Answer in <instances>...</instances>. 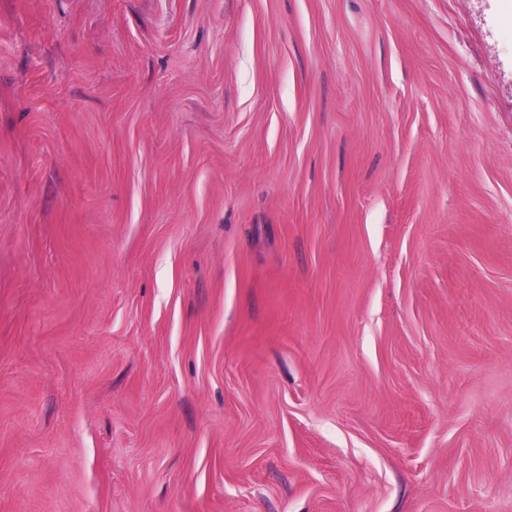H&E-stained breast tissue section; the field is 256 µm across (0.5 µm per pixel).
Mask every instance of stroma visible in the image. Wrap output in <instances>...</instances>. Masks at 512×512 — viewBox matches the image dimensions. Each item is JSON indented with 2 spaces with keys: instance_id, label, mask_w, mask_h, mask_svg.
Instances as JSON below:
<instances>
[{
  "instance_id": "1",
  "label": "stroma",
  "mask_w": 512,
  "mask_h": 512,
  "mask_svg": "<svg viewBox=\"0 0 512 512\" xmlns=\"http://www.w3.org/2000/svg\"><path fill=\"white\" fill-rule=\"evenodd\" d=\"M500 0H0V512H512Z\"/></svg>"
}]
</instances>
